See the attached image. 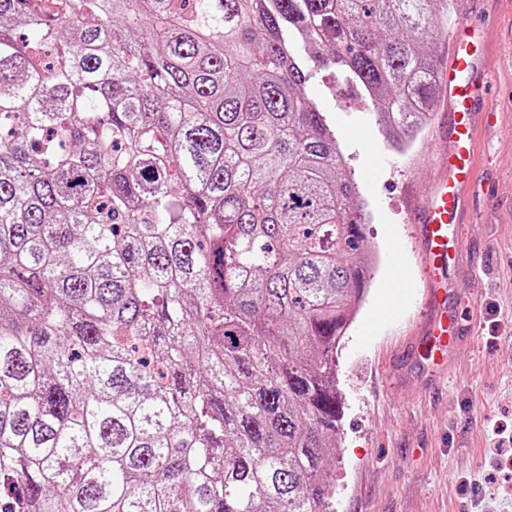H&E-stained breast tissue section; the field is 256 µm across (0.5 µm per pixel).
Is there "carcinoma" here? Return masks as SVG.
Instances as JSON below:
<instances>
[{
	"label": "carcinoma",
	"mask_w": 512,
	"mask_h": 512,
	"mask_svg": "<svg viewBox=\"0 0 512 512\" xmlns=\"http://www.w3.org/2000/svg\"><path fill=\"white\" fill-rule=\"evenodd\" d=\"M453 9L0 0V512H331L371 243L304 85L403 143Z\"/></svg>",
	"instance_id": "carcinoma-1"
}]
</instances>
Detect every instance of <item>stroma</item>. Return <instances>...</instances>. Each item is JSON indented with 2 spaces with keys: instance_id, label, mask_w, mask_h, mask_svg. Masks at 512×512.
Listing matches in <instances>:
<instances>
[{
  "instance_id": "35a3bbf8",
  "label": "stroma",
  "mask_w": 512,
  "mask_h": 512,
  "mask_svg": "<svg viewBox=\"0 0 512 512\" xmlns=\"http://www.w3.org/2000/svg\"><path fill=\"white\" fill-rule=\"evenodd\" d=\"M496 125L478 129L474 176L487 188L460 216L466 262L444 307L461 324L436 373L420 241L408 201L423 202L450 137L425 124L396 151L367 105L327 71L306 83L358 185L378 261L338 350L341 431L333 512H512V66L488 77Z\"/></svg>"
}]
</instances>
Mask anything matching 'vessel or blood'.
I'll use <instances>...</instances> for the list:
<instances>
[{
  "label": "vessel or blood",
  "mask_w": 512,
  "mask_h": 512,
  "mask_svg": "<svg viewBox=\"0 0 512 512\" xmlns=\"http://www.w3.org/2000/svg\"><path fill=\"white\" fill-rule=\"evenodd\" d=\"M494 32L472 21L470 0H458V14L447 29L449 58L443 61L438 79L445 91L448 123L456 149L439 168L430 196L420 208L411 209L410 222L417 224L424 247V265L429 284L426 303L445 296L448 279L445 266L462 260L467 251L455 230L460 215L476 192L472 177V141L476 127L488 123L496 110L486 91L491 69V50L499 48L512 59V0H494ZM457 328L447 315L435 316L425 334L428 355H447L448 339Z\"/></svg>",
  "instance_id": "obj_1"
}]
</instances>
